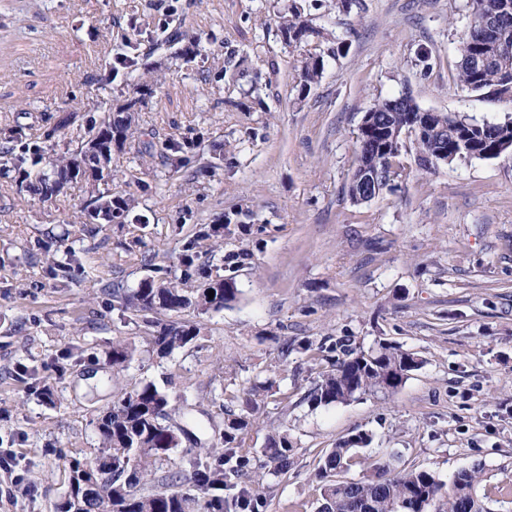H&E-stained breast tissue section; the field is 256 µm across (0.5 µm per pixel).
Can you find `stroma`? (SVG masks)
<instances>
[{"label": "stroma", "mask_w": 512, "mask_h": 512, "mask_svg": "<svg viewBox=\"0 0 512 512\" xmlns=\"http://www.w3.org/2000/svg\"><path fill=\"white\" fill-rule=\"evenodd\" d=\"M288 0H0L13 39L0 55V124L19 123V143L53 156L74 148L102 110L81 112L64 137L39 136L43 121L90 97L104 108L131 103L156 143L179 152L113 149L134 194L138 224H73L85 184L41 200L0 187V512H45L68 484L65 458L93 454L94 419L120 391L154 381L186 402V430L169 468H187L186 448L219 438L228 395L275 379L260 423L247 436L248 473L274 429L288 430L294 464L266 476L258 512H317L320 458L361 430L374 434L342 481L370 475L380 456L399 469L448 480L483 464L476 488L488 512H512V157L422 169L412 143L392 190L353 203L347 186L358 129L377 99L409 94L422 108L480 122L512 117L457 85L470 0H361L350 13L312 10L314 24L348 35L321 80L300 95L301 50L282 43L277 17ZM197 32L191 61L175 57L165 26ZM165 73L134 94L126 69ZM224 225V250L244 254L239 302L192 310L198 340L160 358L142 324L109 286L147 277L195 283L225 275L205 254H185L202 227ZM83 249V269L59 271L47 248ZM348 336L361 349L385 340L422 360L393 393L312 407L306 398L326 363L280 362L284 340ZM136 348L112 375L113 340Z\"/></svg>", "instance_id": "1"}]
</instances>
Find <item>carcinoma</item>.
<instances>
[{
    "label": "carcinoma",
    "instance_id": "obj_1",
    "mask_svg": "<svg viewBox=\"0 0 512 512\" xmlns=\"http://www.w3.org/2000/svg\"><path fill=\"white\" fill-rule=\"evenodd\" d=\"M301 0H291L287 10L278 16L277 31L288 46L303 45L306 54L301 68V90L306 93L322 78L326 58L336 56L332 47H324L328 38L324 28L312 24L304 15ZM162 74L146 70L131 76L134 90L143 92L165 83ZM461 89L492 103L512 102V0H471L469 21L462 38L457 74ZM132 103L104 113L98 123L87 128L75 148L53 157L39 151L26 158L16 155L11 144L15 129L0 128V172L8 175L14 169L22 173L26 191L47 197L61 187L81 180L89 189L90 200L82 210L85 220L110 224L137 221L139 200L131 193L112 196L99 189L100 181L86 176V171L100 163L92 142L101 139L122 146L129 140L143 138L145 132L134 125L129 113ZM422 108L407 94L382 99L369 113L375 117L374 130L368 135L364 149L356 145V163L348 186V196L356 204L361 193L360 175L365 167L384 160V180L378 193L392 189L401 177L393 166L399 156L402 139L388 140L391 132H403L418 119ZM80 108L64 110L57 120L43 127L41 137L52 141L65 134L79 119ZM437 132L426 128L414 133L419 165L436 169L471 160L497 159L512 156V118L503 122H476L465 116L439 113L434 118ZM224 226L214 224L199 232L196 242H209L211 256L223 251ZM82 251L70 247L64 259L51 257V265L67 269L81 261ZM214 297H209V292ZM113 294L132 315L142 318L151 328L150 343L161 357L195 343L200 336L196 324L160 319L192 308L204 315L218 311L239 300L241 290L235 277L206 275L191 288H182L173 281L153 278L141 280L135 289L117 288ZM317 351L329 369L320 372L313 391L312 405L344 404L361 395L379 390L393 393L422 364L414 353L383 340L363 350L324 336L319 341L305 340L291 347L283 346L279 355L288 360L292 354ZM134 348L123 340L112 341L109 361L118 373L131 363ZM275 382L250 387L236 396L239 412L224 418V430L218 445L190 448L189 469L169 470L156 478L163 461L181 445L180 426L168 423L175 410L174 398L152 381L139 383L121 393L112 408L96 419L99 446L96 455L110 459V467L101 472L84 470L89 457L66 460L69 472L64 496L54 502L50 512H226L233 507L239 512H253V492L263 484L257 475L251 484H242L244 468L251 448L245 446L249 430L258 422L261 393H271ZM372 440L366 431H359L339 442L320 459L316 477L321 481L322 504L318 512H487L476 495L483 481L484 468L476 464L459 471L450 481H441L425 468L393 472L390 459L381 456L375 472L358 481H340L337 473L344 469L354 451ZM262 455L274 466V472L286 473L292 464L293 443L285 431L268 435ZM233 492L224 497V492Z\"/></svg>",
    "mask_w": 512,
    "mask_h": 512
}]
</instances>
